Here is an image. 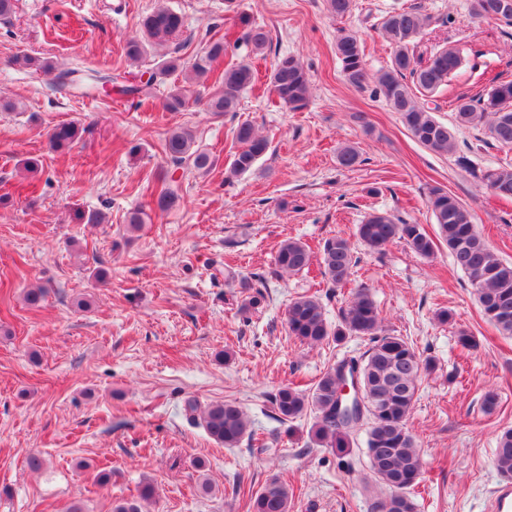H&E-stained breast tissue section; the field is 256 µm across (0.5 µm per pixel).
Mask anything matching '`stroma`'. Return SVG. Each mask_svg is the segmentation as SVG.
<instances>
[{"mask_svg": "<svg viewBox=\"0 0 512 512\" xmlns=\"http://www.w3.org/2000/svg\"><path fill=\"white\" fill-rule=\"evenodd\" d=\"M181 14L170 51L190 60L213 34L237 32L241 18L263 26L270 44L255 59L256 88L236 111L214 117L202 106L212 81L159 80L151 99L76 88L61 95L54 77L16 63L28 54L61 69L98 71L137 81L160 58L128 61L122 47L142 15L158 5ZM433 17L414 53L425 61L457 46L463 65L437 94L439 120H454L457 97L481 94L494 76L512 80V25L479 20L469 0H354L344 17L326 0H16L0 18V512H64L75 499L86 512H112L122 498L156 495L146 512H244L246 489L273 476L293 492L290 512H373L363 448L347 456L316 445L313 415L283 424L270 397L284 385L310 389L366 342L349 337L317 347L289 336L288 304L318 297L330 321L350 297L331 288L319 263L271 277L280 242L292 237L319 253L324 240L354 238L368 214L384 211L436 234L428 199L440 187L474 215L479 233L512 262V199L487 189L482 173L512 150L483 130L461 128L456 150L434 153L414 140L382 96L347 83L335 43L355 33L367 67L389 66L393 46L381 21L393 5ZM292 55L309 74L305 108L293 111L265 76ZM187 85L196 106L168 112L170 88ZM74 121L81 138L57 149L55 125ZM248 121L269 140L253 171L225 181L236 150L233 131ZM190 128L218 160L184 182L180 201L160 209L159 188L173 165L168 132ZM354 145L361 162L341 168L336 150ZM39 161L37 173L23 167ZM142 222L131 228L132 210ZM99 223H89L90 215ZM351 286L368 288L386 333L431 358L408 427L425 470L416 512H484L504 478L494 465L497 434L512 428V336L483 316L466 276L446 247L423 258L395 241L377 251L355 245ZM268 274L265 286L255 274ZM43 289L40 307L24 293ZM452 318L442 323L441 310ZM477 342L462 348L458 330ZM496 405L485 411L484 397ZM230 400L247 414L253 439L227 448L190 424L187 398ZM48 460L40 472L26 461ZM111 479L100 484V471Z\"/></svg>", "mask_w": 512, "mask_h": 512, "instance_id": "1", "label": "stroma"}]
</instances>
